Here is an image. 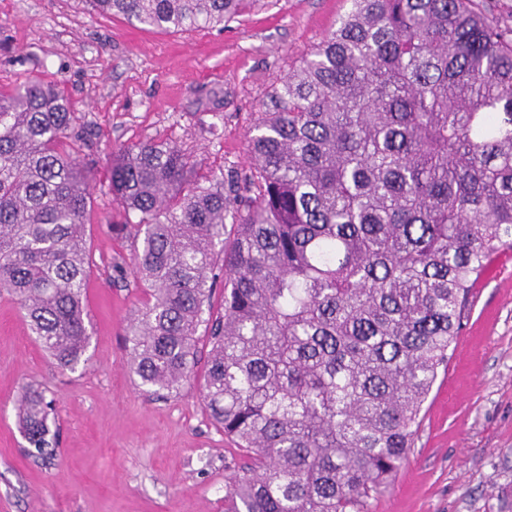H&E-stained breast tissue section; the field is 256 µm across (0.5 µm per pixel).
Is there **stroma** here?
I'll return each instance as SVG.
<instances>
[{
    "mask_svg": "<svg viewBox=\"0 0 512 512\" xmlns=\"http://www.w3.org/2000/svg\"><path fill=\"white\" fill-rule=\"evenodd\" d=\"M347 0H248L223 29L156 31L85 0H0V92L59 82L89 132L61 153L90 167L93 265L88 360L56 368L9 294L0 295V512H222L241 452L200 398L206 371L155 398L128 368L124 331L141 306L140 244L108 190L113 148L168 142L198 176L252 171L250 128ZM475 290L471 313L424 403L414 446L371 512H512V249ZM52 408L54 455L30 452L23 387Z\"/></svg>",
    "mask_w": 512,
    "mask_h": 512,
    "instance_id": "stroma-1",
    "label": "stroma"
}]
</instances>
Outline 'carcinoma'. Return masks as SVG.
Listing matches in <instances>:
<instances>
[{
    "label": "carcinoma",
    "mask_w": 512,
    "mask_h": 512,
    "mask_svg": "<svg viewBox=\"0 0 512 512\" xmlns=\"http://www.w3.org/2000/svg\"><path fill=\"white\" fill-rule=\"evenodd\" d=\"M241 0H89L158 31L224 29ZM53 81L0 93V291L58 369L86 361L88 169L61 154ZM254 172L200 183L174 145L112 151L135 218L129 369L201 397L244 463L232 512H370L407 461L474 278L512 248V27L474 0H350L249 139ZM232 232L226 233V224ZM224 283V312L211 297ZM48 404L19 419L54 452Z\"/></svg>",
    "instance_id": "carcinoma-1"
}]
</instances>
